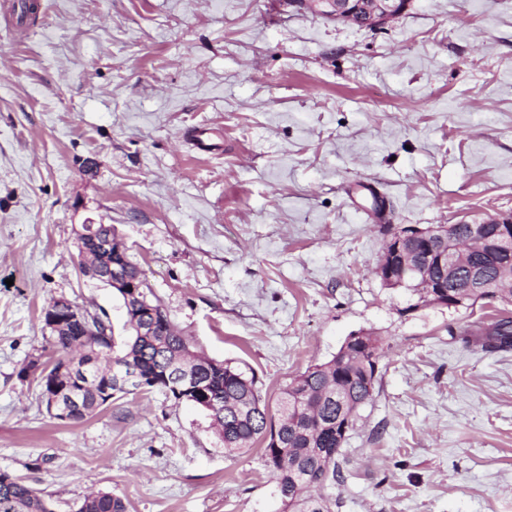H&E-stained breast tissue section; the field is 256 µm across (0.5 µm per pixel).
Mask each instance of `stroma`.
<instances>
[{
  "mask_svg": "<svg viewBox=\"0 0 512 512\" xmlns=\"http://www.w3.org/2000/svg\"><path fill=\"white\" fill-rule=\"evenodd\" d=\"M0 15V471L76 512H281L260 445L230 456L200 408L119 394L50 418L30 361L56 299L126 314L83 276L85 219L114 225L150 298L276 403L359 332L376 393L335 512H512V349L462 341L512 305L419 304L373 269L388 223L512 215V0H411L378 28L289 0H40ZM216 132L197 151L193 133ZM125 505L122 499L110 492H98L85 497L77 512H124Z\"/></svg>",
  "mask_w": 512,
  "mask_h": 512,
  "instance_id": "35a3bbf8",
  "label": "stroma"
}]
</instances>
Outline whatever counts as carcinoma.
Segmentation results:
<instances>
[{"mask_svg":"<svg viewBox=\"0 0 512 512\" xmlns=\"http://www.w3.org/2000/svg\"><path fill=\"white\" fill-rule=\"evenodd\" d=\"M486 287L474 293L461 284L448 288V307H464L477 299L499 298L512 302V288L499 282L509 276L512 259L507 251L490 246L478 255ZM90 329L71 325L53 327L54 343L61 356L49 369H38L36 362L24 366L19 376L40 371L41 388L54 381V372L62 361L82 362L95 356L100 359L99 375L80 389V406L71 422L86 420L104 406L98 400L107 382L115 380L122 365H133L145 378L139 388L161 390L178 401L176 387L180 375L188 372L196 377V385L207 391L224 394L223 411L208 413L212 425L224 441V451L242 453L260 440L263 442L264 464L276 482L283 512H332L328 487L343 480L342 447L353 429L359 411L373 400L377 363L383 351L382 339L364 332L348 346L345 353L336 352L324 362L313 364L293 376L278 402V417L269 416L262 401L255 376L227 362L209 359L192 351L187 337L171 327L159 325L153 336L137 332L116 342L105 334L111 322L98 314L88 313ZM476 342L485 352L512 348V318L502 317L492 323L477 324L464 333L463 342ZM0 512H53L49 502L21 478L0 472ZM77 512H125L122 499L110 492L87 497Z\"/></svg>","mask_w":512,"mask_h":512,"instance_id":"obj_1","label":"carcinoma"}]
</instances>
